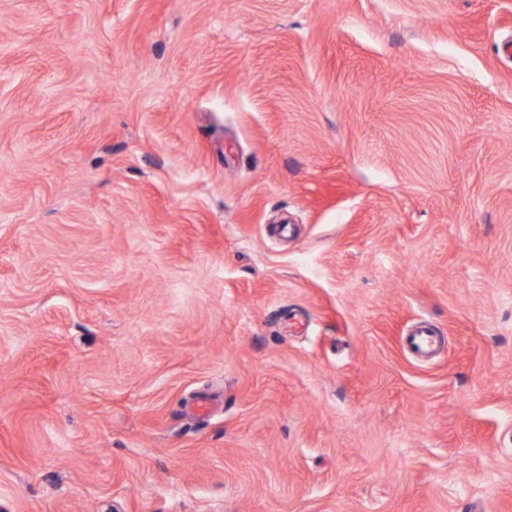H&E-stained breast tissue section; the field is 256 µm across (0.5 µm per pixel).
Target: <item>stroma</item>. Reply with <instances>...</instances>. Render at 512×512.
<instances>
[{
    "label": "stroma",
    "instance_id": "stroma-1",
    "mask_svg": "<svg viewBox=\"0 0 512 512\" xmlns=\"http://www.w3.org/2000/svg\"><path fill=\"white\" fill-rule=\"evenodd\" d=\"M507 41L0 0V512H512Z\"/></svg>",
    "mask_w": 512,
    "mask_h": 512
}]
</instances>
